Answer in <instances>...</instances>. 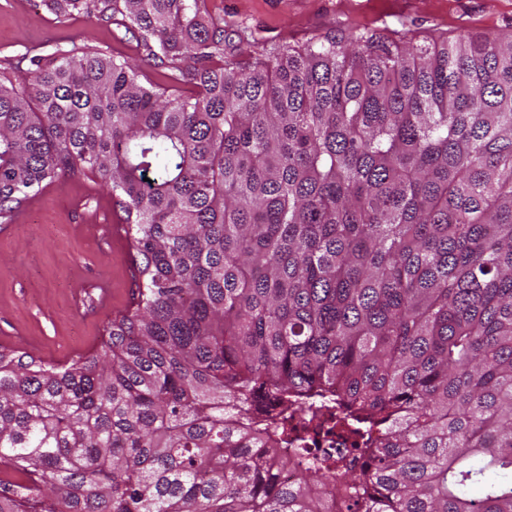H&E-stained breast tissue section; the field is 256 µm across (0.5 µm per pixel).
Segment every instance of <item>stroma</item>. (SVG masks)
<instances>
[{
	"label": "stroma",
	"instance_id": "stroma-1",
	"mask_svg": "<svg viewBox=\"0 0 512 512\" xmlns=\"http://www.w3.org/2000/svg\"><path fill=\"white\" fill-rule=\"evenodd\" d=\"M224 21V58L244 66L276 48L327 36L399 35L417 45L512 31V0H208ZM94 48L132 56L130 43L93 18L56 17L44 0H0V71L22 79L33 55ZM12 235L0 237V346L51 364L95 351L137 290L98 222L117 223L90 179H60L31 194ZM107 279L114 303L77 312L75 293Z\"/></svg>",
	"mask_w": 512,
	"mask_h": 512
}]
</instances>
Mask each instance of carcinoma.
<instances>
[{
    "instance_id": "1",
    "label": "carcinoma",
    "mask_w": 512,
    "mask_h": 512,
    "mask_svg": "<svg viewBox=\"0 0 512 512\" xmlns=\"http://www.w3.org/2000/svg\"><path fill=\"white\" fill-rule=\"evenodd\" d=\"M122 26L0 73V218L92 175L135 306L67 365L0 347V512H512V35L327 37L224 61L207 0H45ZM358 473L291 481L288 413Z\"/></svg>"
}]
</instances>
